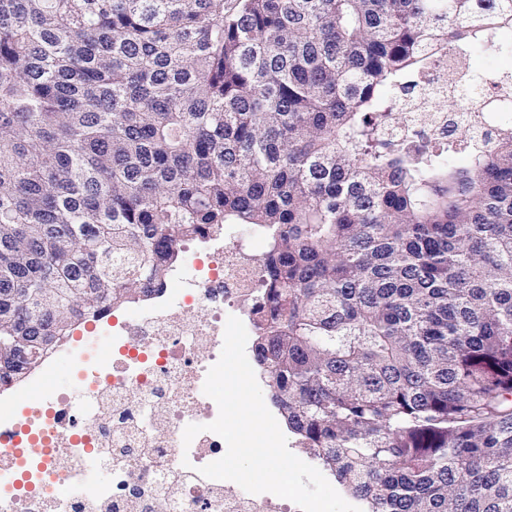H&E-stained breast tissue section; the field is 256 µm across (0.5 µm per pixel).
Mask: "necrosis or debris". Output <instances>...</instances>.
I'll list each match as a JSON object with an SVG mask.
<instances>
[{
  "instance_id": "obj_1",
  "label": "necrosis or debris",
  "mask_w": 512,
  "mask_h": 512,
  "mask_svg": "<svg viewBox=\"0 0 512 512\" xmlns=\"http://www.w3.org/2000/svg\"><path fill=\"white\" fill-rule=\"evenodd\" d=\"M415 108L400 127L403 139L426 140L471 122L467 112L431 110L424 97ZM247 248L243 242L225 249L214 236L202 240L160 304L141 307L136 321L113 324L105 346L81 348L76 375L91 403L78 407L52 395L28 419L52 452L40 456L25 483L17 481L20 459L0 452V512H153L160 496L168 512H301L274 494L200 475L199 467L227 450L219 435L182 442L187 425L218 415L203 384L222 352L226 307L256 304L258 258ZM91 461L109 466V481L94 493H74L71 477Z\"/></svg>"
}]
</instances>
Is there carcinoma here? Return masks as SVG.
<instances>
[{"mask_svg":"<svg viewBox=\"0 0 512 512\" xmlns=\"http://www.w3.org/2000/svg\"><path fill=\"white\" fill-rule=\"evenodd\" d=\"M509 34L512 0H0V289H65L0 336L56 323L42 359L246 224L300 447L367 512H512V78L491 142L385 137Z\"/></svg>","mask_w":512,"mask_h":512,"instance_id":"cac0c4a2","label":"carcinoma"}]
</instances>
